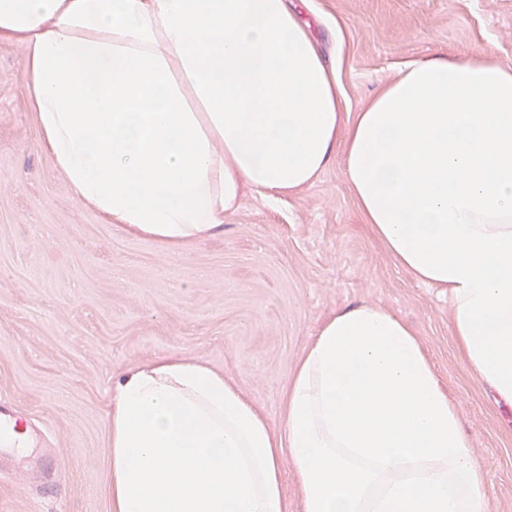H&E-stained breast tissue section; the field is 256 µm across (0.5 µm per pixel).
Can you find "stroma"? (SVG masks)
Here are the masks:
<instances>
[{"mask_svg":"<svg viewBox=\"0 0 512 512\" xmlns=\"http://www.w3.org/2000/svg\"><path fill=\"white\" fill-rule=\"evenodd\" d=\"M299 10L364 110L407 62L512 66V0H306ZM24 48L0 43V397L49 427L59 482L6 468L0 512H111L112 381L177 352L222 370L280 427L290 372L321 321L373 304L403 319L459 409L484 512H512V407L472 375L448 294L399 266L364 221L342 154L279 201L245 190L222 235L180 253L106 224L71 195L26 106Z\"/></svg>","mask_w":512,"mask_h":512,"instance_id":"stroma-1","label":"stroma"}]
</instances>
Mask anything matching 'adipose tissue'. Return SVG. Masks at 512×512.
Segmentation results:
<instances>
[{
  "label": "adipose tissue",
  "instance_id": "ef3b65f1",
  "mask_svg": "<svg viewBox=\"0 0 512 512\" xmlns=\"http://www.w3.org/2000/svg\"><path fill=\"white\" fill-rule=\"evenodd\" d=\"M24 96L73 197L180 250L244 189L310 184L336 149L372 235L448 289L468 370L512 404V67L405 65L354 120L288 0H0ZM112 512H483L485 474L411 328L328 316L272 429L221 370L171 352L113 384ZM280 467L287 510L288 512H302L301 492L295 478V470L291 459L286 455L283 456Z\"/></svg>",
  "mask_w": 512,
  "mask_h": 512
}]
</instances>
